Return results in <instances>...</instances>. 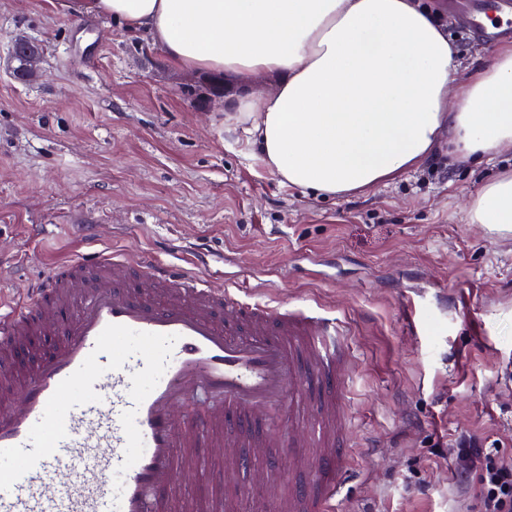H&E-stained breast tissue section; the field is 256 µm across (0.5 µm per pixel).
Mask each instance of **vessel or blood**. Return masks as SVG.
Wrapping results in <instances>:
<instances>
[{
  "instance_id": "vessel-or-blood-1",
  "label": "vessel or blood",
  "mask_w": 512,
  "mask_h": 512,
  "mask_svg": "<svg viewBox=\"0 0 512 512\" xmlns=\"http://www.w3.org/2000/svg\"><path fill=\"white\" fill-rule=\"evenodd\" d=\"M207 266L99 250L52 266L24 306L0 305V512H175L178 451L204 440L241 472L252 455L318 441L288 507L335 512L350 461L341 323L239 300L204 283ZM35 336L57 342L41 352ZM288 407L310 431L254 428L257 409Z\"/></svg>"
}]
</instances>
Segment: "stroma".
<instances>
[{"mask_svg": "<svg viewBox=\"0 0 512 512\" xmlns=\"http://www.w3.org/2000/svg\"><path fill=\"white\" fill-rule=\"evenodd\" d=\"M429 2L467 76L493 44L457 0ZM19 38L42 48L25 83L13 77ZM235 91L64 0H0V301H22L92 245L183 267L189 247L210 251L233 293L345 327L352 462L338 512H476L457 479L464 439L512 454V236L469 223L467 204L512 151L477 165L443 145L387 184L320 199L225 130ZM277 454L283 481L261 456L225 471L201 443L180 466L179 498L219 512L233 495L244 512H268L289 481L312 479L317 451Z\"/></svg>", "mask_w": 512, "mask_h": 512, "instance_id": "1", "label": "stroma"}]
</instances>
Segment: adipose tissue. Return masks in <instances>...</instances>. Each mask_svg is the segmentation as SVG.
Listing matches in <instances>:
<instances>
[{
    "label": "adipose tissue",
    "mask_w": 512,
    "mask_h": 512,
    "mask_svg": "<svg viewBox=\"0 0 512 512\" xmlns=\"http://www.w3.org/2000/svg\"><path fill=\"white\" fill-rule=\"evenodd\" d=\"M151 33L173 66L269 90L231 97L256 158L324 196L387 183L440 137L464 157L512 147V45L458 78L448 36L417 0H68ZM470 223L512 234V171L485 181Z\"/></svg>",
    "instance_id": "obj_1"
}]
</instances>
